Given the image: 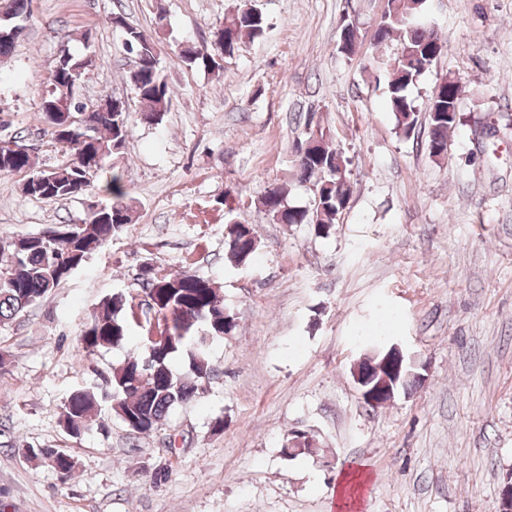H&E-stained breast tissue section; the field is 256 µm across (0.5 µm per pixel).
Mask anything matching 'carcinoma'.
Wrapping results in <instances>:
<instances>
[{
  "label": "carcinoma",
  "mask_w": 512,
  "mask_h": 512,
  "mask_svg": "<svg viewBox=\"0 0 512 512\" xmlns=\"http://www.w3.org/2000/svg\"><path fill=\"white\" fill-rule=\"evenodd\" d=\"M4 13L18 19L30 12L31 0H4ZM425 0H386L378 23L375 40L387 44L393 33H399L400 52L382 60L390 75L388 103L397 127L409 133L417 123V112L407 95L408 87L432 65L442 49L441 38L424 19ZM113 28L122 31L123 45L143 55L140 69L131 71L129 81L145 110L140 119L151 124L163 122L170 106L171 88L160 66L154 42L143 31L127 23L121 13L110 19ZM222 55L231 56L245 39L262 36L268 21L255 0H240L238 9L224 22ZM358 28L349 21L340 26L338 52L353 53ZM66 68H54L51 88L40 103V112L51 135V141L70 155L63 165L52 170H38L31 154L15 136L18 149L0 150V175L26 173L22 192L38 200H60L85 193L109 169L113 149L122 145L128 135L131 112L129 106L117 112H91L86 122L63 129L67 119L75 115L77 100L72 87L80 82L88 68V60L63 51ZM181 60L189 67L203 69L215 76L223 73V65L215 52L198 47L188 39L180 50ZM70 94L67 111H59L58 103ZM456 86L452 83L431 94L429 102L430 134L427 143L433 157L447 148L448 130L459 124ZM320 139L324 148L312 155L296 159L300 177L315 185L319 202L311 208L289 207L284 203L280 187H267L259 197L267 215L283 224H312L315 232L327 237L335 228L343 205L351 194L347 177V160L339 151L330 130L309 129L307 139ZM97 164L96 172L86 169L88 162ZM104 191L111 201L89 215L81 224H63L68 231L54 243L40 234L13 237L0 243V324L15 319L29 307L80 269L89 257L112 240L115 233L132 223L133 210L126 202L128 195L123 178L113 173ZM225 225V249L237 264L250 262L257 249V239L250 224L238 219L234 209L228 210ZM143 299L140 304L152 314L143 356L132 355L107 370L92 368L102 385L78 388L68 394L61 408L66 431L78 437L89 428L102 410L120 419L137 435H148L161 429L170 410L200 392L214 376L208 349L214 342L235 332L233 313L224 306L215 283L203 276L183 273H161L151 264L141 268ZM134 297L121 291L106 296L94 311L81 334V345L88 355L104 348L119 347L131 336L132 326L125 311L132 308ZM23 456L28 460H55L54 471L68 480L74 468L72 455L62 448L27 446Z\"/></svg>",
  "instance_id": "cac0c4a2"
}]
</instances>
